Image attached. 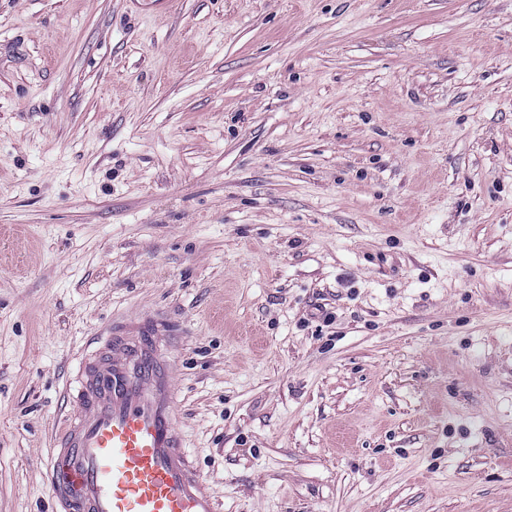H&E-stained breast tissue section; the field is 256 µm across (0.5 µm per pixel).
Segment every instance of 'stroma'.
I'll use <instances>...</instances> for the list:
<instances>
[{
	"label": "stroma",
	"instance_id": "obj_1",
	"mask_svg": "<svg viewBox=\"0 0 512 512\" xmlns=\"http://www.w3.org/2000/svg\"><path fill=\"white\" fill-rule=\"evenodd\" d=\"M150 315L221 512H512V0H0V512Z\"/></svg>",
	"mask_w": 512,
	"mask_h": 512
}]
</instances>
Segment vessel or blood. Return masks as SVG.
Listing matches in <instances>:
<instances>
[{
	"label": "vessel or blood",
	"mask_w": 512,
	"mask_h": 512,
	"mask_svg": "<svg viewBox=\"0 0 512 512\" xmlns=\"http://www.w3.org/2000/svg\"><path fill=\"white\" fill-rule=\"evenodd\" d=\"M169 329L154 315L92 341L49 467L58 512H217L178 426Z\"/></svg>",
	"instance_id": "b4317fda"
}]
</instances>
